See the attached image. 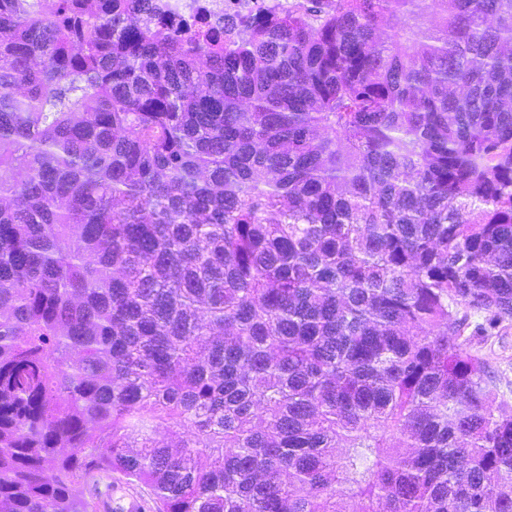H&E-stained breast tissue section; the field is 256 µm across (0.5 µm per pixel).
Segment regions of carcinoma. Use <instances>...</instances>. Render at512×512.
I'll return each mask as SVG.
<instances>
[{
	"label": "carcinoma",
	"instance_id": "1",
	"mask_svg": "<svg viewBox=\"0 0 512 512\" xmlns=\"http://www.w3.org/2000/svg\"><path fill=\"white\" fill-rule=\"evenodd\" d=\"M161 10L0 0V512H512V0ZM472 348L493 367L501 379L499 392L512 401V324L496 336H474ZM114 480L115 492H112V499H110L111 508L109 510L103 511L101 510V502L99 501L98 508H96L95 512H121L116 511L117 504H122V499H127L129 497H135L137 499H141L144 501L142 497L141 489L132 485H126L119 480H115L112 477V482ZM131 498L125 505H123V510L126 512H142L143 506L139 500Z\"/></svg>",
	"mask_w": 512,
	"mask_h": 512
}]
</instances>
